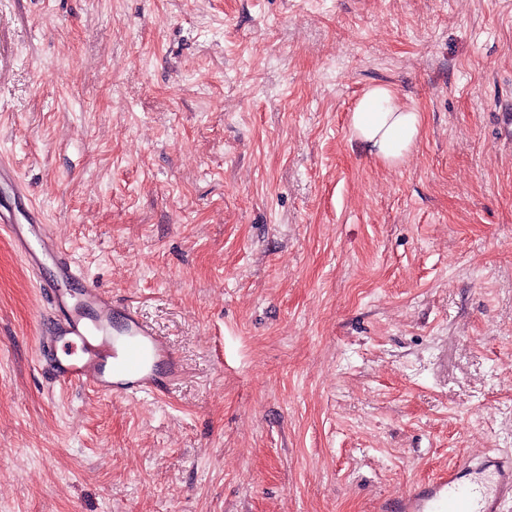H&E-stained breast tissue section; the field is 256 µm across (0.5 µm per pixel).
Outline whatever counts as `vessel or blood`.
Here are the masks:
<instances>
[{
    "label": "vessel or blood",
    "mask_w": 512,
    "mask_h": 512,
    "mask_svg": "<svg viewBox=\"0 0 512 512\" xmlns=\"http://www.w3.org/2000/svg\"><path fill=\"white\" fill-rule=\"evenodd\" d=\"M0 227L35 276L52 310L39 350L51 383L106 397H166L181 374L168 343L128 305L88 282L36 210L24 219L0 204ZM512 461L463 459L454 472L383 503L381 512H506Z\"/></svg>",
    "instance_id": "obj_1"
}]
</instances>
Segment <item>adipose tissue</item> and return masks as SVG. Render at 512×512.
Instances as JSON below:
<instances>
[{
  "label": "adipose tissue",
  "instance_id": "ef3b65f1",
  "mask_svg": "<svg viewBox=\"0 0 512 512\" xmlns=\"http://www.w3.org/2000/svg\"><path fill=\"white\" fill-rule=\"evenodd\" d=\"M422 125L420 112L401 105L387 86L367 90L350 116V128L361 146L380 162L401 164L416 145Z\"/></svg>",
  "mask_w": 512,
  "mask_h": 512
}]
</instances>
